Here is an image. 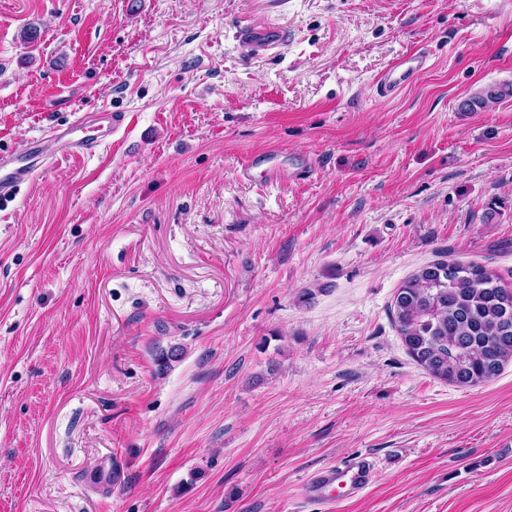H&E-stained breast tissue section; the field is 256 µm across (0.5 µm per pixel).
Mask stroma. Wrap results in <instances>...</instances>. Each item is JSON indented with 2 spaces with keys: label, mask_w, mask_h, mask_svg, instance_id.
Masks as SVG:
<instances>
[{
  "label": "stroma",
  "mask_w": 512,
  "mask_h": 512,
  "mask_svg": "<svg viewBox=\"0 0 512 512\" xmlns=\"http://www.w3.org/2000/svg\"><path fill=\"white\" fill-rule=\"evenodd\" d=\"M503 82L512 0H0V151L128 117L0 203V512H325L305 480L359 454L339 512H512V364L449 385L391 317L436 260L512 283V98L460 109ZM237 39L249 52L259 54L283 45L287 36L280 28L267 25L259 28L242 29L238 32ZM428 63L429 55L423 49L408 51L398 56L378 79L377 96L383 99L395 96L423 73L427 69ZM92 125L87 117H76L73 122L64 127L50 130L48 135L61 143L60 150L74 157H86L94 154L101 146V141L91 134ZM257 168H262L266 184H273L284 171L281 162V152L277 148H268L255 153L239 169L238 176L241 180L252 181L253 172Z\"/></svg>",
  "instance_id": "obj_1"
}]
</instances>
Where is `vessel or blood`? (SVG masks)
<instances>
[{"label":"vessel or blood","instance_id":"obj_1","mask_svg":"<svg viewBox=\"0 0 512 512\" xmlns=\"http://www.w3.org/2000/svg\"><path fill=\"white\" fill-rule=\"evenodd\" d=\"M237 39L249 52L257 54L283 45L287 36L280 28L267 25L242 29ZM428 63L429 55L422 49L398 56L378 79L377 96L383 99L395 96L423 73ZM125 120L123 113L101 110L95 120L79 116L66 127L50 130L49 135L60 143L67 155L83 158L94 154L101 145L100 140L90 133L92 122L106 124L115 133L124 126ZM41 143V138L34 137L21 147L0 153V197L16 194L22 185L34 180L43 169L44 164L39 160ZM258 168L263 170L266 183L277 180L283 171L280 151L268 148L255 153L239 169L238 176L252 180L253 172ZM376 475L374 460L367 455H358L316 470L306 480L303 489L307 497L332 508L367 491Z\"/></svg>","mask_w":512,"mask_h":512}]
</instances>
